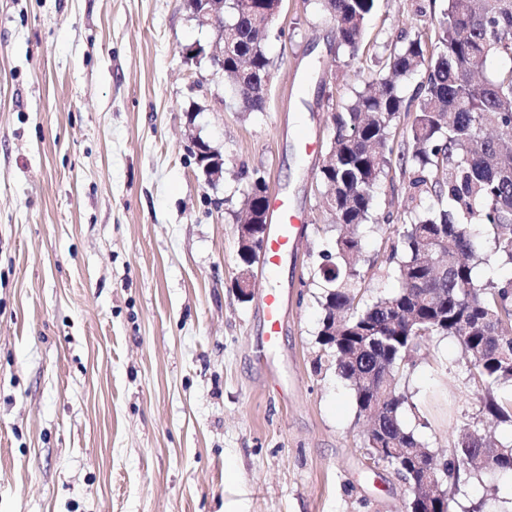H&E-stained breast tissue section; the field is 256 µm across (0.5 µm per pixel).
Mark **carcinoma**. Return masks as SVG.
Listing matches in <instances>:
<instances>
[{
	"label": "carcinoma",
	"instance_id": "carcinoma-1",
	"mask_svg": "<svg viewBox=\"0 0 512 512\" xmlns=\"http://www.w3.org/2000/svg\"><path fill=\"white\" fill-rule=\"evenodd\" d=\"M333 21L335 54L350 67L359 52L376 0H315ZM430 16L435 53L425 56L421 35L403 32L388 56L355 70L347 100L331 103L332 133L319 168L328 187L321 208L335 227L331 249L313 277L321 281L318 342L354 393L358 415H376L368 448H403L379 456L411 482L410 512H450L445 489L430 496L428 446L403 428L408 396L397 391L407 357L436 336L454 338L467 356L466 372L484 391L483 410L512 427V279L474 276L479 237L494 234V254L512 266V0H442ZM272 5L225 0L228 52L224 77L242 111L261 112L262 76L271 67L265 32ZM506 65L485 76L488 60ZM422 70L411 102L399 84ZM415 110H410V107ZM413 112L404 149L392 158L390 141L401 115ZM398 161L406 179L407 208L397 228L401 250L388 257L398 288L361 302V226L372 218L375 188ZM263 181L244 193L236 223H267ZM453 469L494 476L512 473V439L489 442L476 431L460 435Z\"/></svg>",
	"mask_w": 512,
	"mask_h": 512
}]
</instances>
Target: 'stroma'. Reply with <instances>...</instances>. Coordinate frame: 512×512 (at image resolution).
Instances as JSON below:
<instances>
[{
  "label": "stroma",
  "mask_w": 512,
  "mask_h": 512,
  "mask_svg": "<svg viewBox=\"0 0 512 512\" xmlns=\"http://www.w3.org/2000/svg\"><path fill=\"white\" fill-rule=\"evenodd\" d=\"M416 0H379L361 63ZM214 33L184 0H0V512H405L409 490L366 454L367 422L322 350L311 272L334 235L316 173L329 114L318 88L353 71L314 0H283L266 43L264 111L243 112L208 60ZM224 159L209 183L193 145ZM304 233L275 278L286 329L257 359L258 297L242 300L234 215L253 174ZM405 180L391 170L364 230L368 293ZM405 427L451 459L461 429L512 435L482 410L455 341L399 372Z\"/></svg>",
  "instance_id": "35a3bbf8"
}]
</instances>
